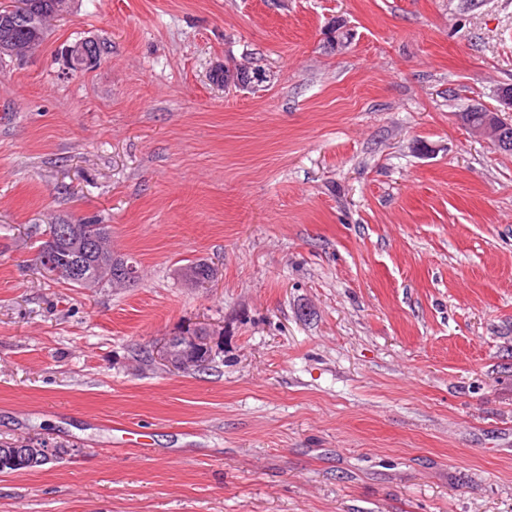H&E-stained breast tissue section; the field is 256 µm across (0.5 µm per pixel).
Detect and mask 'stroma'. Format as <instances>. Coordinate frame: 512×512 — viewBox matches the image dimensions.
Wrapping results in <instances>:
<instances>
[{
	"label": "stroma",
	"mask_w": 512,
	"mask_h": 512,
	"mask_svg": "<svg viewBox=\"0 0 512 512\" xmlns=\"http://www.w3.org/2000/svg\"><path fill=\"white\" fill-rule=\"evenodd\" d=\"M508 84L512 0H71L0 60V441L59 451L0 512H512ZM91 218L135 284L42 272ZM94 41H84L77 43L70 48V57L73 68L84 70L91 68L97 61L96 44ZM512 90V86L508 85L505 86ZM504 88V87H502ZM500 89L498 94V101L500 103L499 109H496L494 111H490L487 108H483V110H471L466 111L467 116H469L470 122L473 125H479L482 124L484 121V118L489 112V115L487 119L484 121V123L480 126H473L468 123L465 114L460 116L461 122H465L469 125V130L473 135L476 137H479L481 139H484L488 141L490 144H492L494 147L500 149L501 146H504L505 136L504 132L508 127H511V123L504 122L501 118V112H512V92L505 91L503 89ZM62 224H48L46 228L41 233L42 240L40 241L39 250H38V258L40 259V255L43 249L42 261L43 265L51 268L52 274L55 278H60V276L74 278L76 275V270L74 268H69L67 271H62L60 267H57L54 263H52L49 259V253L57 248L59 242L52 238H47V245L45 238L49 236H56L58 234L59 229ZM45 246V247H44ZM44 247V248H43ZM182 335L183 336H178V338L182 341V344L186 345L184 356L176 358L173 355V348L175 351L178 350L176 343L179 341H177L176 338L172 339L173 347L169 343L165 344L164 347H162V350L157 351V355L161 361L172 369L179 372H188L196 367V360L191 357L190 354L193 352H203L210 347L209 334H206L207 336H203V334L198 330H189L183 332ZM158 352L160 353L158 354ZM202 360V363L198 364L194 370L200 369L201 367L203 368L207 365L210 360V355L206 357L203 356Z\"/></svg>",
	"instance_id": "35a3bbf8"
}]
</instances>
